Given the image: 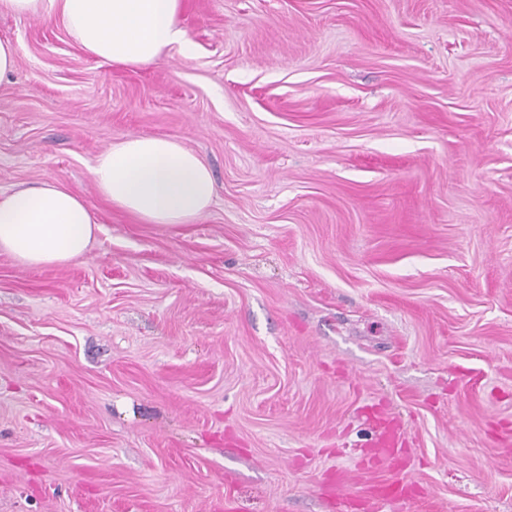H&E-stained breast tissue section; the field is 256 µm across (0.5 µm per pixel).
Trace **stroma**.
<instances>
[{
    "label": "stroma",
    "instance_id": "35a3bbf8",
    "mask_svg": "<svg viewBox=\"0 0 512 512\" xmlns=\"http://www.w3.org/2000/svg\"><path fill=\"white\" fill-rule=\"evenodd\" d=\"M194 43L124 68L0 13V193L57 181L99 229L0 252V512H338L397 418L402 512H512V0H184ZM167 136L192 224L97 193ZM91 174L104 200L145 224H192L216 193L209 166L171 137H128L100 153ZM363 413L373 432V437L367 443L371 448L368 463L379 468L383 459L390 460L394 469H402L401 452L406 436L401 425L378 410L368 409Z\"/></svg>",
    "mask_w": 512,
    "mask_h": 512
}]
</instances>
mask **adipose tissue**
<instances>
[{
	"label": "adipose tissue",
	"instance_id": "1",
	"mask_svg": "<svg viewBox=\"0 0 512 512\" xmlns=\"http://www.w3.org/2000/svg\"><path fill=\"white\" fill-rule=\"evenodd\" d=\"M182 8L183 0H0V12L61 22L89 57L125 67L154 63L168 48L190 54ZM91 174L104 200L146 224L193 223L216 193L209 166L171 137H128L100 153ZM96 228L84 199L60 184L0 194V251L24 264L75 261Z\"/></svg>",
	"mask_w": 512,
	"mask_h": 512
}]
</instances>
